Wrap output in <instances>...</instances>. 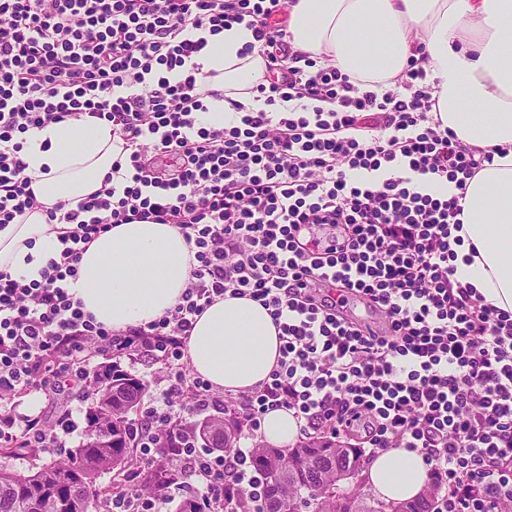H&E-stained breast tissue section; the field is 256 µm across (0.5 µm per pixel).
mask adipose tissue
<instances>
[{"mask_svg":"<svg viewBox=\"0 0 512 512\" xmlns=\"http://www.w3.org/2000/svg\"><path fill=\"white\" fill-rule=\"evenodd\" d=\"M293 48L383 91L409 68L444 125L466 145L500 148V155L467 185L463 240L455 277L494 306L512 312V0H290ZM246 24L234 23L193 56L206 77V110L199 120L220 127L236 119L233 102L254 107L263 83L259 53ZM122 146L104 121L51 123L29 133L23 149L40 209L0 228V269L24 281L39 279L60 248L46 211L100 189ZM472 262H465V255ZM192 254L171 224H116L83 252L70 291L85 311L115 330L159 319L179 302ZM278 331L268 311L249 298L224 296L198 316L186 341L195 374L237 393L265 381L279 356ZM389 502L414 499L428 481L415 451L378 454L365 472Z\"/></svg>","mask_w":512,"mask_h":512,"instance_id":"1","label":"adipose tissue"}]
</instances>
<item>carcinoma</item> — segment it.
Masks as SVG:
<instances>
[{
    "mask_svg": "<svg viewBox=\"0 0 512 512\" xmlns=\"http://www.w3.org/2000/svg\"><path fill=\"white\" fill-rule=\"evenodd\" d=\"M112 402L103 398L88 403L89 388L96 387L95 375L85 373L81 387L87 402L84 441L66 450L64 456L20 471L9 460L22 456L21 449L0 444V512H96L95 501L115 490L100 487L105 473L122 472L136 464L132 453V416L144 397V384L137 376L112 366ZM196 436H206L209 447L229 451L237 447L239 424L224 416H210L194 422ZM257 469L267 476L268 500L261 512H397L399 503L383 502L361 492V485L348 488L346 502L336 495V471L362 469L359 452L326 438L310 440L293 448H273L257 443L252 448ZM174 481L168 455L160 456L157 468L141 474L143 490L164 492ZM77 483L84 488L78 502L65 495V486ZM438 489L431 481L409 504L414 512H432Z\"/></svg>",
    "mask_w": 512,
    "mask_h": 512,
    "instance_id": "cac0c4a2",
    "label": "carcinoma"
}]
</instances>
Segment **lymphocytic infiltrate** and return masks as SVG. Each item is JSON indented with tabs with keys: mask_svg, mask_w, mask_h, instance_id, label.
<instances>
[{
	"mask_svg": "<svg viewBox=\"0 0 512 512\" xmlns=\"http://www.w3.org/2000/svg\"><path fill=\"white\" fill-rule=\"evenodd\" d=\"M287 0H0V227L39 208L21 158L50 123H111L125 159L100 190L48 212L61 249L40 279L0 270V400L35 388L56 400L83 377L84 351L140 350L167 365L132 421L142 459L171 421L221 410L258 431L291 412L302 439L356 441L363 456L420 451L439 512H512V313L454 277L459 194L495 151L463 144L433 118L406 70L405 94L361 90L336 67L291 51L275 18ZM248 21L268 78L264 106L206 127L198 79L183 73L205 33ZM175 225L195 249L173 310L125 331L69 292L89 244L115 224ZM268 310L280 356L252 391L219 396L190 375L184 346L224 295ZM384 311L375 330L344 316L346 297ZM64 420L0 414V443L62 447ZM181 488L207 512L240 497L262 506L251 451L177 439Z\"/></svg>",
	"mask_w": 512,
	"mask_h": 512,
	"instance_id": "obj_1",
	"label": "lymphocytic infiltrate"
}]
</instances>
